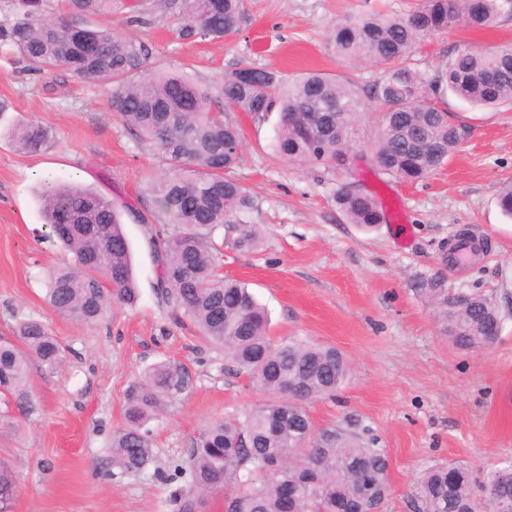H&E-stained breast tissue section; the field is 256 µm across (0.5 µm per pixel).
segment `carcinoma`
Segmentation results:
<instances>
[{
	"instance_id": "cac0c4a2",
	"label": "carcinoma",
	"mask_w": 512,
	"mask_h": 512,
	"mask_svg": "<svg viewBox=\"0 0 512 512\" xmlns=\"http://www.w3.org/2000/svg\"><path fill=\"white\" fill-rule=\"evenodd\" d=\"M0 14V50L11 51L33 71L63 68L77 82L109 87V108L139 139L148 142L163 168L150 174L144 194L120 206L99 193L56 181L41 191L46 223L71 224L56 234L70 256L49 274L47 295L59 314L93 323L112 300L137 297L131 251L109 249L125 237L122 217L158 224L152 246L159 263L156 292L185 315L224 360L269 398L240 417L210 423L199 435L189 465L199 492L224 490L228 512H280V489L294 487L298 512H366L389 493L387 454L365 436L358 420L312 435L306 405L331 396L350 375L333 347L276 343L264 307L242 282L219 273L224 244L252 250L260 241L248 215L254 196L234 176L243 160V134L230 114L261 121L279 113L276 157L292 166L335 169L365 115V100L383 106L377 138L367 145L370 163L389 179L417 182L442 167L455 151L461 129L443 108L448 92L474 106H512V52L457 51L445 72L426 78L412 66L416 44L448 29V18L466 28L492 27L512 13V0H420L412 10L352 15L336 24L332 41L339 59L384 65L360 87L325 73L288 77L245 67L213 84L184 71L149 66L151 48L112 28L114 0H7ZM178 21L181 39H227L240 32L245 0H160ZM129 21L151 23L146 0H130ZM21 151L50 145L53 135L38 123L12 129ZM336 203L350 223L371 229L384 220L377 198L345 184ZM415 293L439 318L460 350L491 346L499 314L486 297L450 301L445 280L421 276ZM61 343L40 321L22 323L17 342L0 343V399L19 404L29 396L31 361L48 369L62 363ZM189 384L184 368L160 361L127 394L126 426L113 434L112 465L122 473L142 470L153 457L149 423ZM288 390V400L280 397ZM17 492L14 471L0 464V512ZM512 499V464L477 480L461 465L426 471L413 491L415 512H494L488 495Z\"/></svg>"
}]
</instances>
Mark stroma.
Here are the masks:
<instances>
[{"instance_id": "stroma-1", "label": "stroma", "mask_w": 512, "mask_h": 512, "mask_svg": "<svg viewBox=\"0 0 512 512\" xmlns=\"http://www.w3.org/2000/svg\"><path fill=\"white\" fill-rule=\"evenodd\" d=\"M415 0H248L232 41L179 39L177 21L154 6L150 24L112 14L121 35L148 44L165 66L188 65L194 78L219 80L247 66L288 73L310 70L358 83L381 68L337 59L330 31L349 15L406 10ZM512 43V16L486 31L452 25L418 45L423 75L446 68L464 46ZM108 87L74 81L67 71L29 72L0 51V340L18 325L45 323L63 348L60 368L32 364L30 401L10 403L0 430V462L18 478L12 512H180L189 488L192 445L210 422L238 417L265 401L224 354L158 298L152 248L156 227L125 218L139 297L113 301L95 324L57 314L46 298L49 270L65 254L45 224L37 195L49 177L121 202L135 198L161 162L108 109ZM444 105L464 129L447 164L417 183L390 180L359 155L336 171L296 168L274 157L277 113L265 121L237 114L245 144L235 175L251 191L261 225L258 248L223 250L224 276L246 282L265 306L277 341L332 346L352 366L335 397L307 408L314 432L344 417L359 419L385 448L390 493L383 512H413L411 489L436 464L468 466L475 477L512 463V218L497 195L512 181V110H480L448 94ZM37 121L54 144L25 153L8 133ZM358 183L385 198L399 194L405 226L383 222L370 232L336 205L341 185ZM469 229L484 244L472 264L444 267L441 246ZM422 274L444 276L449 289L480 293L501 316L489 348H454L432 310L412 290ZM181 364L189 387L150 423L153 458L141 471L112 465V434L125 424L126 395L152 364Z\"/></svg>"}]
</instances>
